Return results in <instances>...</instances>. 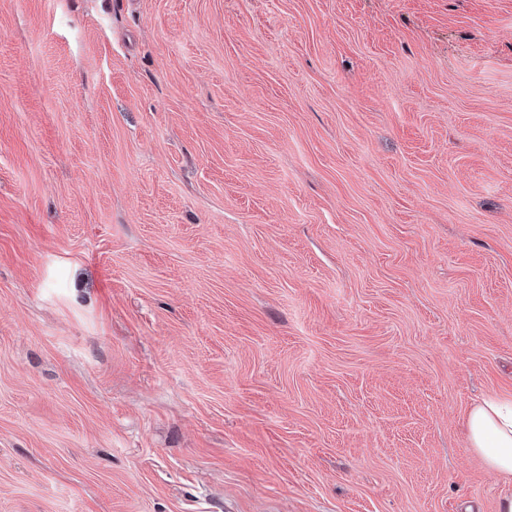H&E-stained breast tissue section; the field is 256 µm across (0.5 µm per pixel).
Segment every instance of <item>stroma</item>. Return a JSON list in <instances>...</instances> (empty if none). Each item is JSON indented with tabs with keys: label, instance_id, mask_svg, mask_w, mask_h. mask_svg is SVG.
Here are the masks:
<instances>
[{
	"label": "stroma",
	"instance_id": "35a3bbf8",
	"mask_svg": "<svg viewBox=\"0 0 512 512\" xmlns=\"http://www.w3.org/2000/svg\"><path fill=\"white\" fill-rule=\"evenodd\" d=\"M512 0H0V512H498ZM467 447L499 478L512 482V397L486 396L464 418Z\"/></svg>",
	"mask_w": 512,
	"mask_h": 512
}]
</instances>
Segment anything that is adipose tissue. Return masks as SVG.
Listing matches in <instances>:
<instances>
[{"label": "adipose tissue", "instance_id": "1", "mask_svg": "<svg viewBox=\"0 0 512 512\" xmlns=\"http://www.w3.org/2000/svg\"><path fill=\"white\" fill-rule=\"evenodd\" d=\"M467 447L499 478L512 481V397L474 402L464 418Z\"/></svg>", "mask_w": 512, "mask_h": 512}]
</instances>
